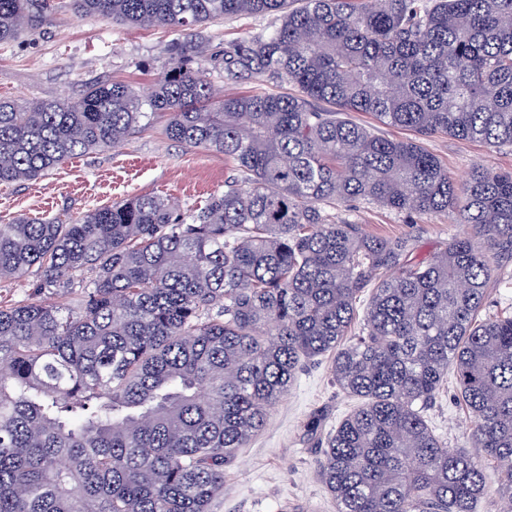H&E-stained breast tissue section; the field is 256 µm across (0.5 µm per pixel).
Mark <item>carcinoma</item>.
Here are the masks:
<instances>
[{"mask_svg":"<svg viewBox=\"0 0 512 512\" xmlns=\"http://www.w3.org/2000/svg\"><path fill=\"white\" fill-rule=\"evenodd\" d=\"M70 7L144 29L275 13L272 31L224 51V70L298 93L221 95L193 67L217 61L198 36L175 46L146 104L113 81L0 100L3 183L114 146L155 115L167 138L238 172L185 217L155 195L0 224V281L33 272L39 294L0 306V512H219L224 468L325 355L362 400L316 461L337 512H477L491 480L512 512V312H487L497 260L512 259V171L459 184L420 142L348 118L512 146V0ZM54 10L0 0V44ZM351 201L456 210L470 231L417 260L407 239L326 212ZM450 371L473 452L426 416ZM354 122L374 129L375 133L388 139H408L415 138V133L405 128L389 126L380 123L377 118L368 112H350Z\"/></svg>","mask_w":512,"mask_h":512,"instance_id":"obj_1","label":"carcinoma"}]
</instances>
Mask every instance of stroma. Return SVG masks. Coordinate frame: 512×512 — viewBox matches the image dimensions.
<instances>
[{
    "label": "stroma",
    "mask_w": 512,
    "mask_h": 512,
    "mask_svg": "<svg viewBox=\"0 0 512 512\" xmlns=\"http://www.w3.org/2000/svg\"><path fill=\"white\" fill-rule=\"evenodd\" d=\"M56 3L51 22L40 32L0 44V98L24 104L76 97L94 80L120 81L145 97L167 69L174 45L185 39L176 29L118 26L72 13L69 0ZM277 23L273 15L242 16L205 26L202 37L212 50L221 52L270 32ZM203 76L228 95L282 89L262 75L227 77L223 66L212 62L205 64ZM421 143L459 182L478 166L512 171V147L493 150L482 142L445 134L422 138ZM231 169L223 154L171 141L156 126L134 132L113 147L66 160L37 179L0 184V224L22 215L75 218L135 195L168 197L177 211L185 213L210 195L223 193ZM330 213L371 234L410 238L419 259L443 250L452 238L468 231L451 212L407 216L356 202L331 207ZM454 387V382H446L427 416L449 447L466 450L469 419L454 398ZM357 404L334 384L329 358L306 365L261 431L226 468L221 512H277L280 504L302 512H337L334 499L317 478L320 450L309 427L315 422L328 431Z\"/></svg>",
    "instance_id": "stroma-1"
}]
</instances>
